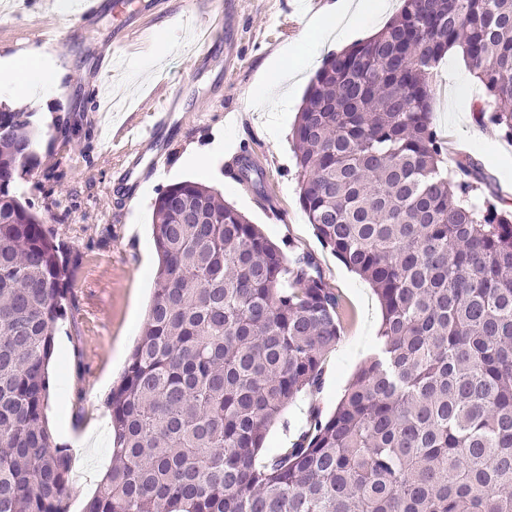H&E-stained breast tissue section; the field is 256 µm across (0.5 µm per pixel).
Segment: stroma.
<instances>
[{
    "instance_id": "obj_1",
    "label": "stroma",
    "mask_w": 512,
    "mask_h": 512,
    "mask_svg": "<svg viewBox=\"0 0 512 512\" xmlns=\"http://www.w3.org/2000/svg\"><path fill=\"white\" fill-rule=\"evenodd\" d=\"M141 0H104L94 19L78 15L74 0H29L21 13L0 12V55L37 48L38 36L56 27L68 39L48 54L57 85L27 99L0 92V107L35 113L46 137L37 161L21 179L45 225L76 254L69 270L68 312L59 321L50 362L52 388L45 418L57 444L63 428L86 438L74 466L71 512H83L82 498L102 488L112 465V424L105 400L129 361L152 297L157 253L152 235L153 205L166 187L186 181L213 186L226 203L243 212L275 243L315 256L324 282L342 299V338L323 364L319 391L291 401L268 430L263 456L290 447L305 430L312 408L331 414L354 374L371 353L381 321L370 286L348 270L317 237L299 202L291 132L309 83L300 72L284 78L270 102H253L258 74L281 46L303 40L332 0H227L223 21L201 0L208 19L186 14L181 0H166L144 17L131 44L113 51L112 38ZM218 46L195 55L206 36ZM113 52L112 74L100 79L95 58ZM434 123L449 152L474 158L500 195L512 181V142L476 122L474 103L484 97L460 56L448 55L435 75ZM101 84L112 102L114 125L147 124L163 99L177 98V125L167 136V164L143 175L133 189L118 178L128 154L145 151L142 137L112 139L99 127V113L87 97ZM287 97L292 109L273 114L271 103ZM224 155L205 168L198 157L214 144ZM249 154L263 171L260 186L240 183L237 154Z\"/></svg>"
}]
</instances>
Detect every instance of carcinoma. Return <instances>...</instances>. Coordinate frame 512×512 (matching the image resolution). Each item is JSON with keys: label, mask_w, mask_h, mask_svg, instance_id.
Returning a JSON list of instances; mask_svg holds the SVG:
<instances>
[{"label": "carcinoma", "mask_w": 512, "mask_h": 512, "mask_svg": "<svg viewBox=\"0 0 512 512\" xmlns=\"http://www.w3.org/2000/svg\"><path fill=\"white\" fill-rule=\"evenodd\" d=\"M453 48L485 92L475 120L512 141V0H402L310 79L300 202L382 321L336 409L262 464L270 425L321 387L340 295L215 188L159 194L154 294L85 512H512V203L472 158L445 162L433 78ZM33 117L0 110V512H69L71 455L44 409L72 255L17 195ZM237 179L263 172L245 158Z\"/></svg>", "instance_id": "obj_1"}]
</instances>
